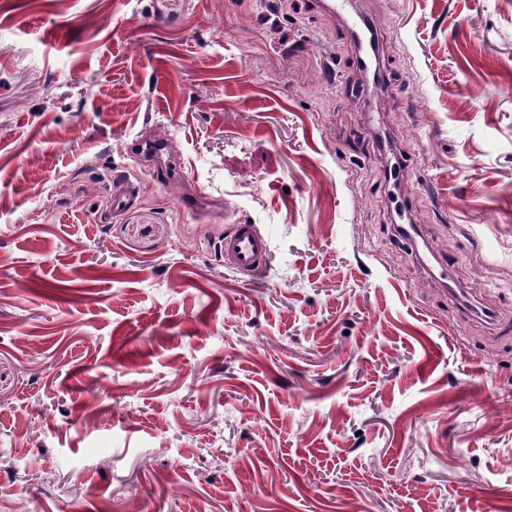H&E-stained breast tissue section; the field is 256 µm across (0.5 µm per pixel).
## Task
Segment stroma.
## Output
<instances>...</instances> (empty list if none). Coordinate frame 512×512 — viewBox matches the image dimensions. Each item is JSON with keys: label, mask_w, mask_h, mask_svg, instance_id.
Instances as JSON below:
<instances>
[{"label": "stroma", "mask_w": 512, "mask_h": 512, "mask_svg": "<svg viewBox=\"0 0 512 512\" xmlns=\"http://www.w3.org/2000/svg\"><path fill=\"white\" fill-rule=\"evenodd\" d=\"M352 2L0 0V512H512V0ZM220 250L224 252L225 262L246 278L265 266L269 245L256 225L236 224L224 235Z\"/></svg>", "instance_id": "obj_1"}]
</instances>
